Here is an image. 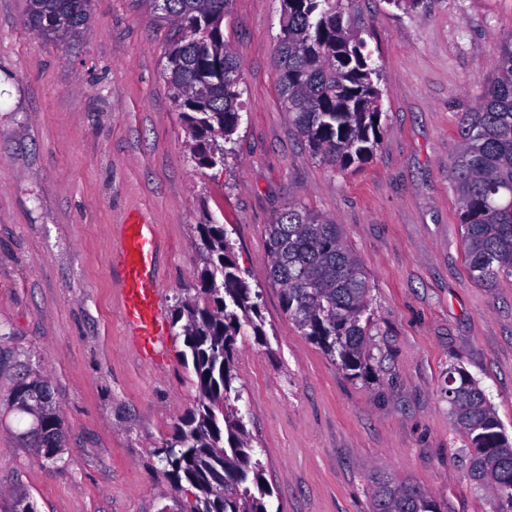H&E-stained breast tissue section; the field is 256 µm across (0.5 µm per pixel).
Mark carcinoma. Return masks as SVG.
Segmentation results:
<instances>
[{
    "instance_id": "cac0c4a2",
    "label": "carcinoma",
    "mask_w": 512,
    "mask_h": 512,
    "mask_svg": "<svg viewBox=\"0 0 512 512\" xmlns=\"http://www.w3.org/2000/svg\"><path fill=\"white\" fill-rule=\"evenodd\" d=\"M230 0H166L162 15L181 36L168 52L167 83L194 141L196 165L224 168L233 153L243 94L240 66L224 41L222 25ZM351 0H282L278 45L279 95L312 153L346 167L378 146L382 112L380 73L349 10ZM89 0H30L29 28L39 35L81 37ZM497 75L458 128L459 150L452 164L460 224L473 279L491 284L512 277V41L496 66ZM201 299L177 303L180 325L197 378L199 396L173 441L157 450L162 472L193 500L184 512H267L268 491L261 462L246 438L234 402L236 337L262 336L260 297L232 259L222 224L198 225ZM271 276L282 289L284 310L302 335L337 361L352 377L366 370L370 335L371 284L360 261L333 221L290 205L269 225ZM52 395L38 373L21 378L9 411L32 391ZM445 397L455 426L466 438L470 466L493 496L494 512H512V439L476 380L460 366L448 368ZM36 455L55 462L64 447L61 416L51 410L31 418L21 432ZM373 512H440L431 496L413 485L375 482Z\"/></svg>"
}]
</instances>
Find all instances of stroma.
<instances>
[{"mask_svg": "<svg viewBox=\"0 0 512 512\" xmlns=\"http://www.w3.org/2000/svg\"><path fill=\"white\" fill-rule=\"evenodd\" d=\"M0 0V497L38 512H180L157 449L192 409L196 376L172 325L199 293L198 225L224 224L261 291L264 337L238 336L237 407L262 464L267 512H370L375 477L441 512H492L444 396L450 365L480 385L512 437V277L475 282L452 160L512 40V0H352L380 69V143L342 169L312 156L279 97L281 0H231L224 38L246 91L232 155L200 169L164 77L176 25L144 0H92L86 34L60 41ZM296 204L340 224L371 282L367 369L349 377L302 336L270 277L267 232ZM156 225L168 319L159 358L135 350L114 277L120 226ZM40 371L64 421L49 464L7 408Z\"/></svg>", "mask_w": 512, "mask_h": 512, "instance_id": "35a3bbf8", "label": "stroma"}]
</instances>
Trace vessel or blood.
I'll return each mask as SVG.
<instances>
[{
  "instance_id": "1",
  "label": "vessel or blood",
  "mask_w": 512,
  "mask_h": 512,
  "mask_svg": "<svg viewBox=\"0 0 512 512\" xmlns=\"http://www.w3.org/2000/svg\"><path fill=\"white\" fill-rule=\"evenodd\" d=\"M159 248L160 240L154 225H125L121 252L122 308L135 347L145 359L160 356L166 338L155 278Z\"/></svg>"
}]
</instances>
